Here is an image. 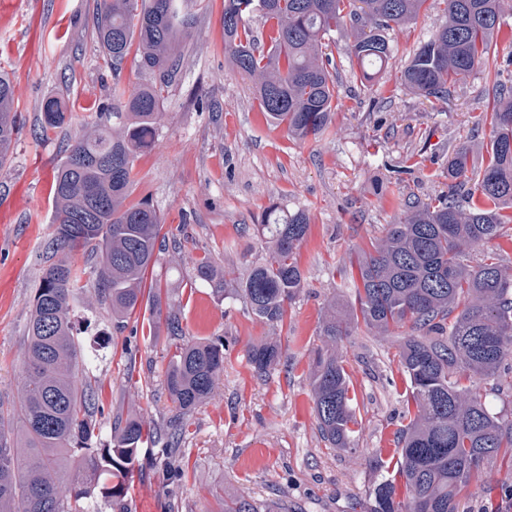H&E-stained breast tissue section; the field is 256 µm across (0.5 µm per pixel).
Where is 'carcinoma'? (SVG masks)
I'll list each match as a JSON object with an SVG mask.
<instances>
[{
	"label": "carcinoma",
	"mask_w": 512,
	"mask_h": 512,
	"mask_svg": "<svg viewBox=\"0 0 512 512\" xmlns=\"http://www.w3.org/2000/svg\"><path fill=\"white\" fill-rule=\"evenodd\" d=\"M512 0H442L443 19L412 56L401 80L413 92L446 99L448 84L489 61L500 18ZM426 0H224V52L253 79L261 111L288 136L305 141L327 132L336 106L332 59L324 52L336 28L352 22L351 52L363 77L383 65L391 49L385 32L414 21ZM260 15L270 23L269 47L257 46L249 26ZM97 35L112 66V102L95 107V119L69 143L55 165L52 193L53 255L27 321L21 396L0 417V512H95V494L123 500L126 481L143 446L158 443L136 418L112 426V447L91 448L98 428L95 393L79 378L84 354L76 341L74 302L85 271L70 257H97L94 292L118 323L144 298L145 276L157 262L162 219L143 200L129 201L138 156L151 148L161 125L159 105L180 70L192 16L179 0H97ZM136 47L146 84L121 80ZM489 160L478 165L460 145L448 155V193L429 203L412 201L388 224L374 251L359 261L361 288L351 316L331 311L320 326L311 386L323 439L348 448L358 425L349 396L350 377L336 346L350 335V321L389 338L400 329V365L416 411L400 431L396 471L374 486L368 512H465L460 498L480 466L501 451L512 453V416L482 401L474 383L494 381L512 360V274L490 251L478 262L466 250L501 235L512 208V94L488 104ZM64 104H43L42 129L61 127ZM19 122L14 90L0 74V168L11 159ZM476 174L482 205L468 208L460 190ZM310 224L303 210L276 205L255 225L266 255L247 276L226 287L225 277L202 263L198 277L217 292L235 294L257 319L284 325L304 276L295 253ZM249 363L259 375L276 364L275 343L252 346ZM224 372V344L187 343L173 355L165 386L176 416L212 398ZM402 478L407 499L398 498ZM224 512H262L253 499L233 495Z\"/></svg>",
	"instance_id": "carcinoma-1"
}]
</instances>
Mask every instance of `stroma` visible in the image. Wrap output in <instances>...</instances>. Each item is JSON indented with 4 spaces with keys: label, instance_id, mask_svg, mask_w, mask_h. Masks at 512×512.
I'll return each instance as SVG.
<instances>
[{
    "label": "stroma",
    "instance_id": "obj_1",
    "mask_svg": "<svg viewBox=\"0 0 512 512\" xmlns=\"http://www.w3.org/2000/svg\"><path fill=\"white\" fill-rule=\"evenodd\" d=\"M193 16L180 73L166 88L164 118L149 153L137 159L132 201L147 200L166 240L152 277L162 305L180 318L182 338L139 305L116 323L96 297L75 308L85 353L81 376L100 409L95 448L112 444L116 418L136 416L168 433L163 383L177 342L224 341L216 395L186 414L178 450L141 457L121 506L97 512H222L228 494L287 506L288 512H365L380 464L397 453L408 424V382L400 341L354 326L337 353L350 377L358 426L350 447L331 448L313 411L310 372L328 306H356L357 253L404 215L408 199L448 189V156L466 145L488 159L487 105L512 86V10L495 33L489 63L427 100L400 76L442 19L427 0L411 24L387 31L392 54L373 80L351 55L347 30L327 52L336 65V114L329 131L300 142L261 112L252 82L224 54V0H189ZM95 0H0V72L9 75L19 116L14 154L0 169V404L20 395L26 324L52 231L50 184L67 143L107 101L112 71L95 29ZM65 99L67 125L43 131L42 103ZM305 210L310 226L296 251L305 286L288 325L256 319L238 297L217 294L197 275L208 261L227 278L265 255L255 226L270 206ZM277 342L281 359L257 375L250 346ZM467 512H512V459L486 462L463 492Z\"/></svg>",
    "mask_w": 512,
    "mask_h": 512
}]
</instances>
